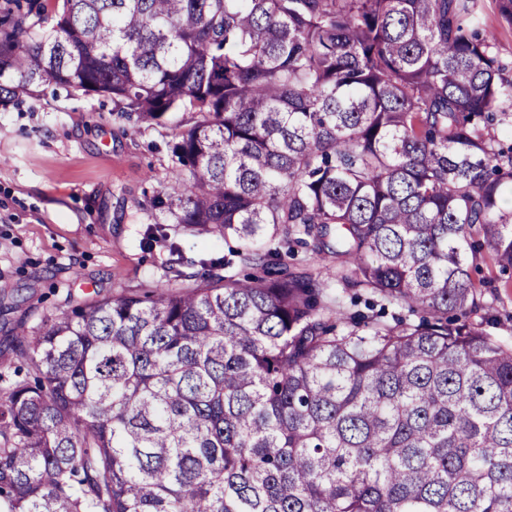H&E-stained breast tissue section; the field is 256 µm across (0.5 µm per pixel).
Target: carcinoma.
Listing matches in <instances>:
<instances>
[{
  "label": "carcinoma",
  "mask_w": 512,
  "mask_h": 512,
  "mask_svg": "<svg viewBox=\"0 0 512 512\" xmlns=\"http://www.w3.org/2000/svg\"><path fill=\"white\" fill-rule=\"evenodd\" d=\"M479 10L4 0L1 106L53 84L193 124L143 203L170 283L14 329L0 512H512V344L471 278L512 271V78ZM167 224L243 244L187 273ZM297 251L298 253L294 260L290 258L287 259L288 267L301 268L309 264L313 268L321 271L322 274L325 276H334L336 260L333 257H331L330 255H322L321 259L318 262L314 263V260L311 259L312 254L306 252L305 248L297 247Z\"/></svg>",
  "instance_id": "obj_1"
}]
</instances>
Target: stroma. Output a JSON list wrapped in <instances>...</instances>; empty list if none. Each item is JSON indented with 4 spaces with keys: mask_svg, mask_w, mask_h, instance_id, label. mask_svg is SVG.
I'll return each mask as SVG.
<instances>
[{
    "mask_svg": "<svg viewBox=\"0 0 512 512\" xmlns=\"http://www.w3.org/2000/svg\"><path fill=\"white\" fill-rule=\"evenodd\" d=\"M481 24L512 72V25L495 0H481ZM191 124V113L171 112L147 127L114 112L108 97L52 85L0 108V363L11 357L4 337L17 322L38 326L66 296L118 295L160 281L163 255L141 246L151 221L141 203L171 179L167 144ZM167 231L195 261L239 245L178 224ZM473 277L498 285V322L489 331L512 342V288L488 257L478 258Z\"/></svg>",
    "mask_w": 512,
    "mask_h": 512,
    "instance_id": "stroma-1",
    "label": "stroma"
}]
</instances>
